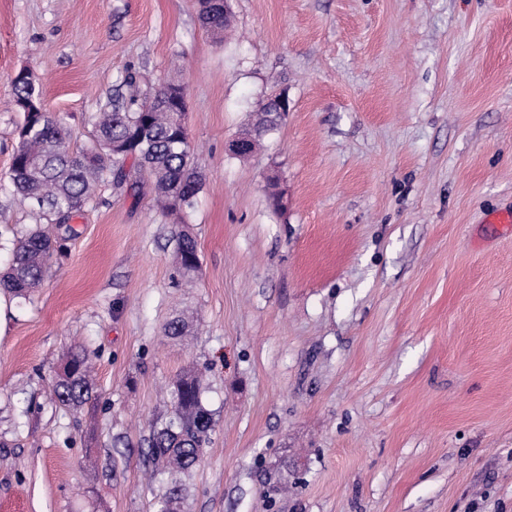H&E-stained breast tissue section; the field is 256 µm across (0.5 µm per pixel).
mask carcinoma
Instances as JSON below:
<instances>
[{
  "label": "carcinoma",
  "instance_id": "carcinoma-1",
  "mask_svg": "<svg viewBox=\"0 0 512 512\" xmlns=\"http://www.w3.org/2000/svg\"><path fill=\"white\" fill-rule=\"evenodd\" d=\"M200 20L206 30L221 32L230 25V13L216 8L211 0H201ZM123 85L129 94H116L109 107L93 117L95 144L74 151L67 133L55 116L44 112H24L17 127L18 143L9 170L12 193L36 215L35 226L13 248L11 263L0 272V290L23 298L39 285L48 262L56 251L57 238L44 225H66L90 203L99 183L112 170V182L126 180L125 164L146 172L142 186L153 193L169 211L181 200L191 208L201 189V177L194 168L188 135L174 129V113L161 107L165 85L144 95L138 92V79L126 74ZM272 109L262 104L252 115L248 129L264 139L278 129ZM124 140L125 153L112 155V142ZM176 264L190 282L200 268V256L193 237L179 232ZM168 336L191 335L186 318L178 317L164 326ZM54 392L65 406L79 407L92 398L93 384L87 360L81 352L72 353L56 373ZM171 411L155 428L149 456L168 474L167 485L155 497L156 512H164L170 502L181 504L180 476L201 461L213 430V414L204 402L202 376L194 369L184 371L174 382Z\"/></svg>",
  "mask_w": 512,
  "mask_h": 512
}]
</instances>
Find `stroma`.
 Segmentation results:
<instances>
[{"instance_id": "1", "label": "stroma", "mask_w": 512, "mask_h": 512, "mask_svg": "<svg viewBox=\"0 0 512 512\" xmlns=\"http://www.w3.org/2000/svg\"><path fill=\"white\" fill-rule=\"evenodd\" d=\"M230 6L221 40L200 0H0V268L35 223L7 188L20 68L75 149L127 72L177 78L203 182L170 214L128 167L41 285L0 297V512H154L149 441L189 367L214 427L182 512H512V232L490 221L512 210V0ZM279 93V129L232 157ZM78 347L95 398L72 409L52 381ZM178 248L175 255L176 264L180 266L182 277L191 282L200 268V256L197 243L189 234L180 231L177 236Z\"/></svg>"}]
</instances>
